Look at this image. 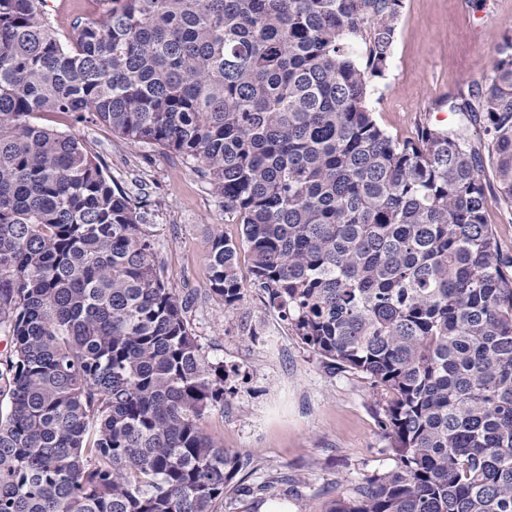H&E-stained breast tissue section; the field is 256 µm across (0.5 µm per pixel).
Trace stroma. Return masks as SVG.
I'll return each mask as SVG.
<instances>
[{
    "instance_id": "35a3bbf8",
    "label": "stroma",
    "mask_w": 512,
    "mask_h": 512,
    "mask_svg": "<svg viewBox=\"0 0 512 512\" xmlns=\"http://www.w3.org/2000/svg\"><path fill=\"white\" fill-rule=\"evenodd\" d=\"M510 31L512 0H404L389 68L371 92L377 122L410 137L418 122L435 119L437 99L481 90ZM39 122L82 139L106 176L148 200L147 230L165 281L186 299L202 354L229 371L224 405L212 410L205 430L248 465L215 512H328L336 498L394 469L378 425L384 400L367 376L327 367L252 284L234 308L212 296V240L239 239L240 228L193 163L66 114L43 113ZM484 183L487 221L512 255V205L500 201L492 172Z\"/></svg>"
}]
</instances>
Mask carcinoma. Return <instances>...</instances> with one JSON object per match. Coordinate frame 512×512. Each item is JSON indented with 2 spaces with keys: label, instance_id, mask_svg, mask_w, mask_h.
I'll return each mask as SVG.
<instances>
[{
  "label": "carcinoma",
  "instance_id": "carcinoma-1",
  "mask_svg": "<svg viewBox=\"0 0 512 512\" xmlns=\"http://www.w3.org/2000/svg\"><path fill=\"white\" fill-rule=\"evenodd\" d=\"M64 40L46 0H0V512H214L243 461L203 423L224 405L166 284L143 199L44 112L195 163L244 278L326 364L366 375L395 469L329 512H512V35L484 91L438 101L479 123L399 139L372 112L404 0H101ZM249 255L242 272L239 251ZM484 183L488 201L487 222L492 224L502 250L512 255V206L500 201L497 182L490 168L484 173Z\"/></svg>",
  "mask_w": 512,
  "mask_h": 512
}]
</instances>
